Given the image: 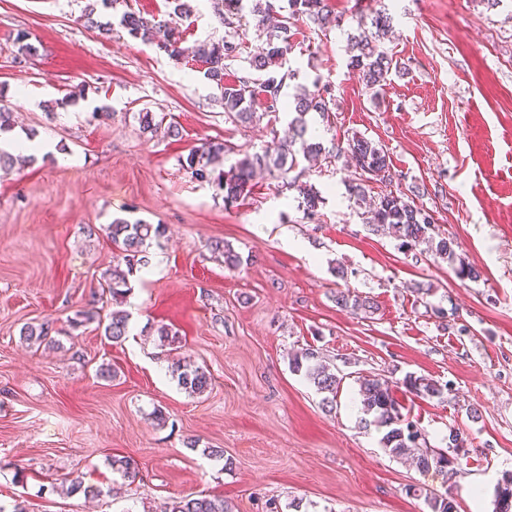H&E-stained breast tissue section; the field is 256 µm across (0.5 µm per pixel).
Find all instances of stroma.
<instances>
[{"instance_id": "1", "label": "stroma", "mask_w": 512, "mask_h": 512, "mask_svg": "<svg viewBox=\"0 0 512 512\" xmlns=\"http://www.w3.org/2000/svg\"><path fill=\"white\" fill-rule=\"evenodd\" d=\"M339 28L298 23L283 102L319 82L336 106L308 116L324 144L362 135L389 156L369 197L412 193L452 237L480 280L420 246L369 231L350 197L343 160H299L293 173L318 192L307 216L297 191L270 175L225 206L214 183L182 167L207 141L259 152L290 119L226 122L197 62L175 61L132 38L84 27L86 0H0V102L15 116L10 138L50 152L0 170V505L26 512H161L176 498L209 496L231 512H431L451 494L458 512H493V488L512 471V0H327ZM393 17L383 44L402 71L379 92L348 65L346 33L360 16ZM186 42L233 35L244 52L255 25L228 32L212 0L180 22ZM32 45L30 54L18 51ZM156 112L179 136L142 133ZM163 225L149 265L130 277L124 341L95 324L72 327L87 303L113 307L100 288L116 251L113 219ZM224 241L237 269L211 253ZM372 298L373 313L338 307L336 291ZM456 311L453 320L445 319ZM51 327L48 342L20 330ZM167 326L173 344L158 340ZM321 352L342 385L334 410L291 359ZM202 367L212 385L185 392L173 362ZM112 377H97L100 366ZM392 385L404 419L428 447L462 430L467 453L453 475L423 472L388 454L383 429L364 426L357 378ZM442 389L409 392L407 376ZM163 422H156L155 412ZM134 461L135 481L113 470ZM77 479L97 497L57 492ZM481 497H474V490Z\"/></svg>"}]
</instances>
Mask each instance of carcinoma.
Segmentation results:
<instances>
[{"label": "carcinoma", "instance_id": "cac0c4a2", "mask_svg": "<svg viewBox=\"0 0 512 512\" xmlns=\"http://www.w3.org/2000/svg\"><path fill=\"white\" fill-rule=\"evenodd\" d=\"M117 0H91L86 5L81 19L88 28L111 30L112 23H102L94 18L97 5L107 8ZM171 11L168 18H147L135 12L123 13L118 25L130 36L144 43L152 44L171 58L183 60L192 58L205 65L203 77L220 92V103L224 106V120L242 125L259 123L264 117L279 118L281 91L286 80L295 77L296 71L286 67L289 55L294 50V28L300 20H306L320 31L337 25L336 16L328 8L327 0H287L281 6L278 0H216L213 8L227 28L243 25L245 12L253 14L258 25L269 20L272 25L265 31V47L246 57L248 67L234 77H228V62L241 54L240 43L226 40L221 44L199 40L191 47L183 46L184 40L178 20L191 13L188 0H167ZM391 29V18L382 11L373 12L369 19H360L354 31L347 34L350 52L349 66L358 74L359 80L368 90L386 86L391 76L400 72L393 56L381 49V44ZM264 97V110L256 111L254 101L257 94ZM326 90L318 82L312 87L302 86L294 102L287 109L296 113L290 121L292 136L285 140L273 139L262 152L245 153L229 170L218 174L210 166L220 160L228 151L222 142H207L190 150L184 165L192 175L202 181L216 183L224 193V204L232 205L245 200L251 193L256 172L261 170L279 173L282 186L297 188L303 196L306 210L312 212L319 203L316 193L305 186L288 180V173L298 164V156L306 160H317L326 153L323 143L308 136L306 116L311 113L327 115L335 105L334 99L325 96ZM139 128L143 133H155L162 128L163 120L156 119L155 113L145 110L137 113ZM350 157L360 176L359 181L348 185V191L358 205L367 204L366 182L377 172L389 170L384 151L365 137H354L347 146L336 148L335 157ZM369 230L376 235L395 234L400 240L399 248L410 251L422 242H428L436 255L456 264V273L463 279L476 281L481 271L466 263L456 252L457 243L448 238L435 239L432 235L433 219L424 209L414 205L410 197L402 192H389L379 197L377 203L367 210ZM108 236L112 245L122 256L126 270L114 272L105 278L101 288L112 293V300L118 301L126 295L124 287L129 276L148 266V248L152 241L161 238L165 230L160 224H150L142 219L133 222L115 219L108 225ZM211 251L224 255V266L232 269L239 264V256L221 241L210 243ZM336 304L353 310L372 312L375 304L366 297L350 291H339ZM129 315L121 309H114L104 327L105 335L118 343L128 334ZM50 328L45 324L26 325L21 336L40 343L47 340ZM295 372L313 383L317 391L325 394L323 404L330 406L340 387L341 378L322 363L319 353L313 348L305 349L292 359ZM172 372L177 374L179 384L191 394H202L211 386V377L200 367L176 365ZM358 396L361 410L373 416V423L385 429L381 439L389 454L397 457L409 453L416 447L415 440L421 434L416 424L402 418L400 405L389 384L376 377L362 376L358 380ZM405 384L409 390L428 396H438L441 389L431 380L408 376ZM463 438L460 431L452 430L448 445L436 448L431 453L420 452L417 466L428 472L433 470L448 474V460H457L453 449L461 447ZM164 512H228L224 501L200 497L173 500L165 506ZM494 512H512V473H505L494 488Z\"/></svg>", "mask_w": 512, "mask_h": 512}]
</instances>
